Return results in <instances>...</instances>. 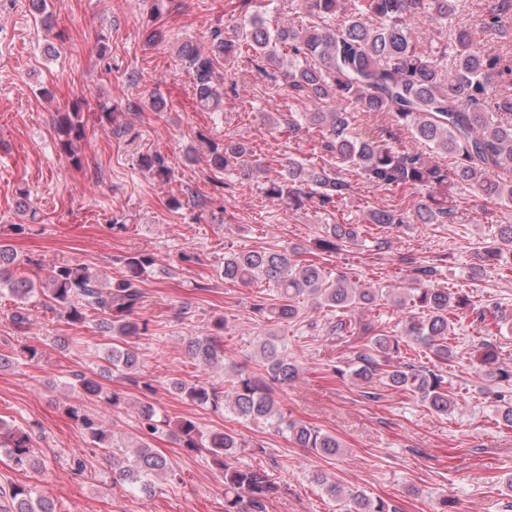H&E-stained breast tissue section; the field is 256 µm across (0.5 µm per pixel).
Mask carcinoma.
<instances>
[{
    "instance_id": "cac0c4a2",
    "label": "carcinoma",
    "mask_w": 512,
    "mask_h": 512,
    "mask_svg": "<svg viewBox=\"0 0 512 512\" xmlns=\"http://www.w3.org/2000/svg\"><path fill=\"white\" fill-rule=\"evenodd\" d=\"M253 0H238L244 22L232 37L224 31H211L212 49L201 51L186 43L181 57L192 75L197 103L217 111L224 96L218 83L219 59L244 58L252 68L274 83L283 79L288 94L311 101L312 112L288 115V132L311 126L321 136V148L328 159L321 164L290 158L280 165L278 177L266 187L272 198L294 206L313 202L324 211L350 196L351 182L343 171L353 168L368 184L387 191L407 192L420 188L428 199L417 205L414 220L421 224H454L456 211L448 206V193L442 187L453 181L459 186L476 185L480 190L507 205L512 204V179L500 177L512 172V56L491 54L472 48L465 29H458L450 43L453 68L443 69L436 60L414 43L412 24L421 19L446 24L455 15L454 0H355L354 13L336 23L340 0H305L306 13L314 17L310 25L270 29L266 18L250 11ZM512 0H492L484 25L502 35L512 30L507 14ZM288 52L283 59L281 52ZM498 78L497 93H491L486 77ZM358 112H385L396 125L436 153L453 159L454 167L444 169L418 152L398 149L367 130L350 128L348 108ZM79 106L62 112L57 119L60 153L72 163L79 162L75 145L85 137L79 120ZM211 166L224 172L221 186L228 187L239 176L264 171L263 161L251 147L231 138L218 143L207 141ZM162 180L171 168L165 157L156 153L142 159ZM405 214L396 210L375 209L368 222L379 227L405 223ZM360 238L356 224H329L316 246L334 253L343 244ZM300 247L278 249L257 247L224 253L221 276L230 283L251 284L264 279L274 288L271 298L257 296L251 303L255 316L276 323H294L301 318L300 304L306 299L333 309L339 314L330 323L327 335L344 339L367 336L364 348L343 367H333L337 377L356 386H383L417 396L422 405L446 415L452 401L448 397V366L455 356L449 344L455 335L454 312L470 309L476 319L486 320L483 310L469 296L451 293L433 285L437 269L423 265L413 269L415 286L386 289L370 283L352 281L342 274L331 277L315 263L296 260ZM16 257L10 245L0 241V291L16 300V325L25 323L22 310L37 302L71 325H83L97 316L112 333L102 360L103 371L117 378L133 379L139 369V356L128 345L133 336L149 335V321L138 317L144 298L143 283L155 266V258L133 253L123 259L124 271L110 282L86 267L66 263L53 267L35 282L16 277L11 271ZM405 308L404 318L389 330L371 322L357 324L344 318L359 309L370 310L379 301ZM424 311L421 316L415 310ZM226 320L213 318L210 333L188 340L187 354L202 367L224 362ZM422 347L430 352L427 361L409 350ZM38 351L24 348L21 353H0V369L34 361ZM261 372L232 367L233 375L224 384L208 381L188 382L176 378L172 389L200 406L224 408L237 418L262 423L274 431L288 434L298 447L316 456L333 460L343 445L336 435L291 419L278 409L274 388L286 387L299 375V366L283 354L279 340L269 337L260 345ZM482 365L496 367L492 378L499 423L512 427V367L498 364L495 345L484 343ZM72 387L86 395L118 406L123 393L103 385L83 371H73ZM103 460L119 468L114 483L127 484L149 497L156 481L175 480L178 473L166 456L152 447V438L166 420H154V409L143 411V427L133 443V456H125L124 445L111 440L96 418L75 404L66 409ZM180 445L187 452L206 449L224 478V512H267V504L278 494L279 484L264 467L240 466L236 455L241 448H261L248 443L232 430L202 432L195 421L182 419L177 424ZM0 448L10 449L13 463L20 469L41 465L32 435L17 424L0 418ZM312 481L333 500L342 512H401L383 498L373 499L361 490H348L323 470L311 474ZM0 512H57L54 501L21 484L0 486Z\"/></svg>"
}]
</instances>
